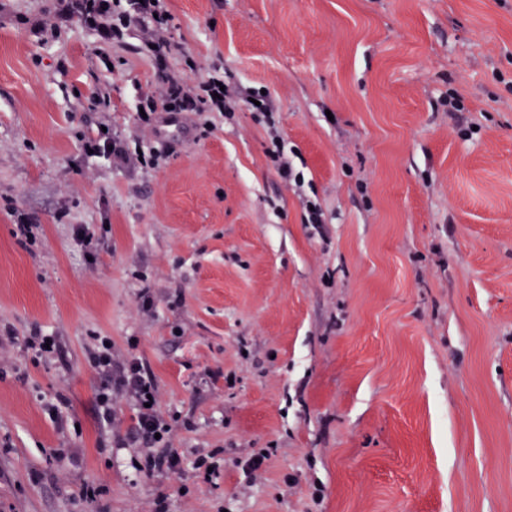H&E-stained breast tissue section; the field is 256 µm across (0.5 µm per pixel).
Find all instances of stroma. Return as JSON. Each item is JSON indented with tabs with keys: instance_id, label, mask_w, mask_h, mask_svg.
<instances>
[{
	"instance_id": "obj_1",
	"label": "stroma",
	"mask_w": 512,
	"mask_h": 512,
	"mask_svg": "<svg viewBox=\"0 0 512 512\" xmlns=\"http://www.w3.org/2000/svg\"><path fill=\"white\" fill-rule=\"evenodd\" d=\"M48 3L0 0V512H512V0H166L169 69L272 117L154 127L139 31ZM102 122L157 166L85 155ZM102 336L155 377L177 473L126 397L102 426Z\"/></svg>"
}]
</instances>
